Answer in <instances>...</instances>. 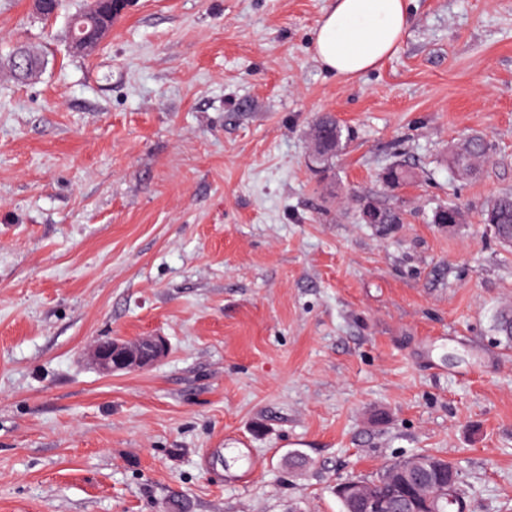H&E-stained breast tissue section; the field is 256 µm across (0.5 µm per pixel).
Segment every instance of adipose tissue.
Returning a JSON list of instances; mask_svg holds the SVG:
<instances>
[{
    "instance_id": "1",
    "label": "adipose tissue",
    "mask_w": 512,
    "mask_h": 512,
    "mask_svg": "<svg viewBox=\"0 0 512 512\" xmlns=\"http://www.w3.org/2000/svg\"><path fill=\"white\" fill-rule=\"evenodd\" d=\"M409 21L407 0H332L314 31V59L329 73L358 78L395 52Z\"/></svg>"
}]
</instances>
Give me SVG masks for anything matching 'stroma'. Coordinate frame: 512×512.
Here are the masks:
<instances>
[{"mask_svg":"<svg viewBox=\"0 0 512 512\" xmlns=\"http://www.w3.org/2000/svg\"><path fill=\"white\" fill-rule=\"evenodd\" d=\"M329 3L134 0L77 54L82 0H0V512H343L337 483L424 451L512 512V246L481 221L512 190V0H409L355 79L313 58ZM326 112L350 140L315 173ZM146 335L147 370L86 358ZM490 149V144L484 137L473 135L452 151L449 162L460 176H473L489 158ZM86 355L102 374L112 376L156 365L168 355V344L161 336H141L133 340L111 338L90 345Z\"/></svg>","mask_w":512,"mask_h":512,"instance_id":"35a3bbf8","label":"stroma"}]
</instances>
